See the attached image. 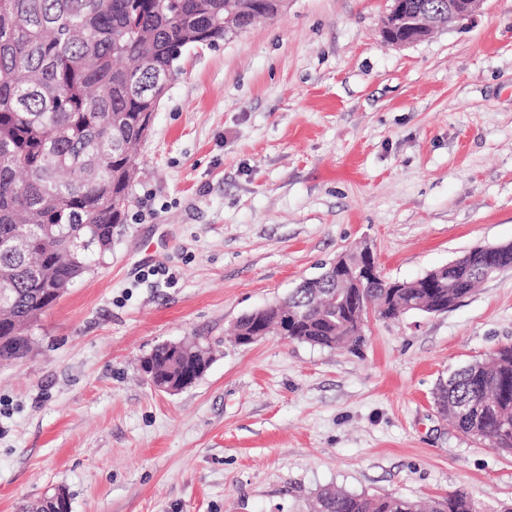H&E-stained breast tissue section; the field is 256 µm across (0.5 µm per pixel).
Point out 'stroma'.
<instances>
[{
    "label": "stroma",
    "mask_w": 512,
    "mask_h": 512,
    "mask_svg": "<svg viewBox=\"0 0 512 512\" xmlns=\"http://www.w3.org/2000/svg\"><path fill=\"white\" fill-rule=\"evenodd\" d=\"M388 0H288L186 51L139 148L112 254L0 365V512H307L331 487L512 507V455L464 436L439 381L512 343V268L443 313L369 318L358 352L238 318L370 245L390 280L512 243V0L400 47ZM214 357L175 394L159 344Z\"/></svg>",
    "instance_id": "35a3bbf8"
}]
</instances>
